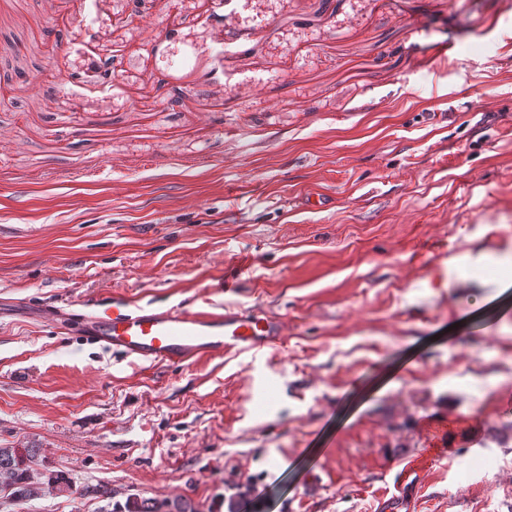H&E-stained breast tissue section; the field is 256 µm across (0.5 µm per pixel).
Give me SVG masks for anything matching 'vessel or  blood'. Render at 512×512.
Wrapping results in <instances>:
<instances>
[{
  "label": "vessel or blood",
  "instance_id": "b4317fda",
  "mask_svg": "<svg viewBox=\"0 0 512 512\" xmlns=\"http://www.w3.org/2000/svg\"><path fill=\"white\" fill-rule=\"evenodd\" d=\"M77 329L87 340L152 365H182L270 347L282 343L287 331L283 318L256 307H156L125 295L99 304Z\"/></svg>",
  "mask_w": 512,
  "mask_h": 512
}]
</instances>
